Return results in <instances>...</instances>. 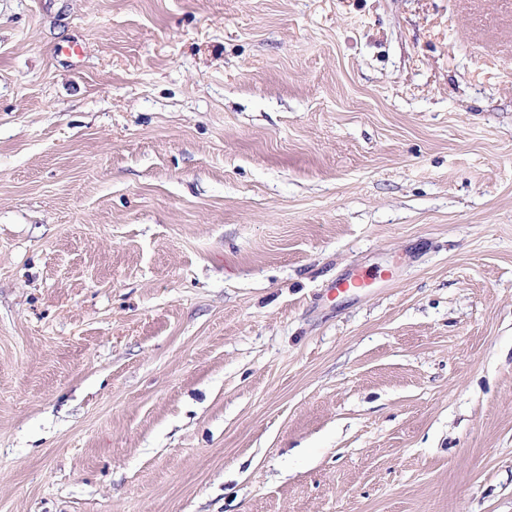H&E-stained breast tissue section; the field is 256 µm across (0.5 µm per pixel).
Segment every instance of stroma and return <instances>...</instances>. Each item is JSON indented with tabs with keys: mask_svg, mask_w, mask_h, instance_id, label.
Returning a JSON list of instances; mask_svg holds the SVG:
<instances>
[{
	"mask_svg": "<svg viewBox=\"0 0 512 512\" xmlns=\"http://www.w3.org/2000/svg\"><path fill=\"white\" fill-rule=\"evenodd\" d=\"M0 512H512V0H0Z\"/></svg>",
	"mask_w": 512,
	"mask_h": 512,
	"instance_id": "stroma-1",
	"label": "stroma"
}]
</instances>
